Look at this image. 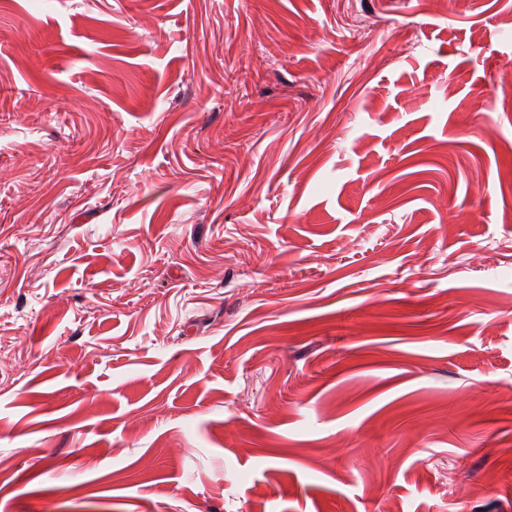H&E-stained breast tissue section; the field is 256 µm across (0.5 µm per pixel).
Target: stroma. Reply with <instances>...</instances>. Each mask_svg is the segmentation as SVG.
<instances>
[{
	"label": "stroma",
	"mask_w": 512,
	"mask_h": 512,
	"mask_svg": "<svg viewBox=\"0 0 512 512\" xmlns=\"http://www.w3.org/2000/svg\"><path fill=\"white\" fill-rule=\"evenodd\" d=\"M508 65L512 0H0V512H512Z\"/></svg>",
	"instance_id": "obj_1"
}]
</instances>
